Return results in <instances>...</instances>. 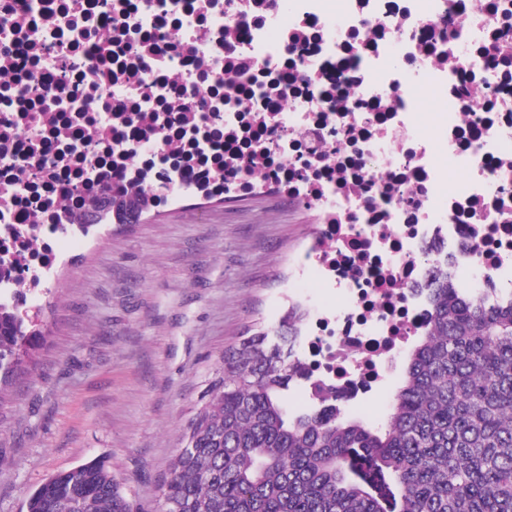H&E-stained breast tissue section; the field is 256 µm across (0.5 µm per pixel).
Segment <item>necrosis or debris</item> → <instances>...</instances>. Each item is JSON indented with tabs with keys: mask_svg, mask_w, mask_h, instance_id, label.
<instances>
[{
	"mask_svg": "<svg viewBox=\"0 0 512 512\" xmlns=\"http://www.w3.org/2000/svg\"><path fill=\"white\" fill-rule=\"evenodd\" d=\"M328 2L0 0V302L50 287L97 191L279 192L317 220L288 393L326 412L396 377L431 263L512 289V0Z\"/></svg>",
	"mask_w": 512,
	"mask_h": 512,
	"instance_id": "1",
	"label": "necrosis or debris"
}]
</instances>
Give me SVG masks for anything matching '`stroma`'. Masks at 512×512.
<instances>
[{
    "label": "stroma",
    "mask_w": 512,
    "mask_h": 512,
    "mask_svg": "<svg viewBox=\"0 0 512 512\" xmlns=\"http://www.w3.org/2000/svg\"><path fill=\"white\" fill-rule=\"evenodd\" d=\"M315 224L281 196L184 197L64 244L25 309L33 358L0 385V512L94 458L135 512H160L225 350L278 325Z\"/></svg>",
    "instance_id": "1"
}]
</instances>
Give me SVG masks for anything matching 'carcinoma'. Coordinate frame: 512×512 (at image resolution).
I'll use <instances>...</instances> for the list:
<instances>
[{
	"mask_svg": "<svg viewBox=\"0 0 512 512\" xmlns=\"http://www.w3.org/2000/svg\"><path fill=\"white\" fill-rule=\"evenodd\" d=\"M110 203L130 222L146 189ZM430 324L406 357L384 430L340 412H288L303 311L224 352L162 488L173 512H512V300L491 302L429 268ZM0 309V374L34 349ZM26 512H133L106 463L40 483Z\"/></svg>",
	"mask_w": 512,
	"mask_h": 512,
	"instance_id": "carcinoma-1",
	"label": "carcinoma"
}]
</instances>
